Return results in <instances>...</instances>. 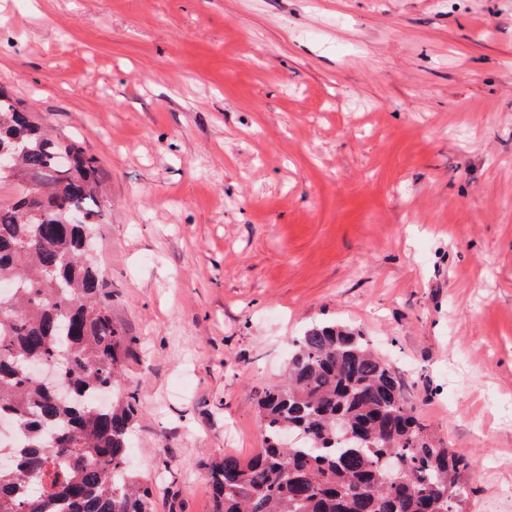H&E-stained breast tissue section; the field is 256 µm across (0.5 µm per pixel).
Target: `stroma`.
<instances>
[{"label": "stroma", "mask_w": 512, "mask_h": 512, "mask_svg": "<svg viewBox=\"0 0 512 512\" xmlns=\"http://www.w3.org/2000/svg\"><path fill=\"white\" fill-rule=\"evenodd\" d=\"M0 88L97 160L154 512H212L310 324L512 490V0H0Z\"/></svg>", "instance_id": "obj_1"}]
</instances>
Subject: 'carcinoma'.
<instances>
[{
	"instance_id": "obj_1",
	"label": "carcinoma",
	"mask_w": 512,
	"mask_h": 512,
	"mask_svg": "<svg viewBox=\"0 0 512 512\" xmlns=\"http://www.w3.org/2000/svg\"><path fill=\"white\" fill-rule=\"evenodd\" d=\"M0 417L19 434L0 463V512H152L146 483L127 468L133 411L102 408L118 385L121 338L107 283L88 254L104 211L97 160L51 136L0 92ZM59 365L57 400L29 371ZM265 446L247 462L211 465L213 512H465V460L434 445L408 406L393 365L360 333L315 324L292 340L285 379L255 394ZM351 438L336 444L338 422Z\"/></svg>"
}]
</instances>
